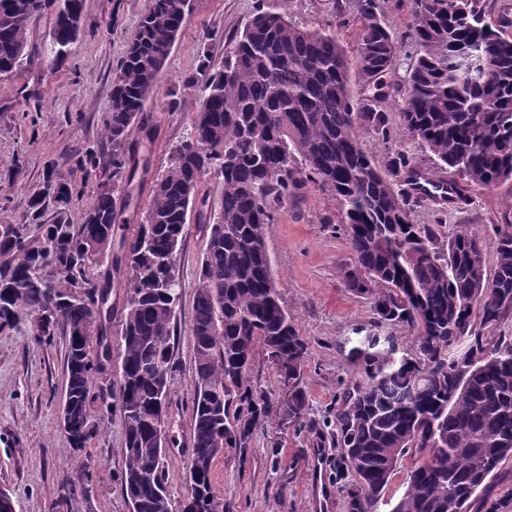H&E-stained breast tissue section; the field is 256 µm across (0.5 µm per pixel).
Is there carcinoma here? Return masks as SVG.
I'll return each instance as SVG.
<instances>
[{
    "label": "carcinoma",
    "instance_id": "cac0c4a2",
    "mask_svg": "<svg viewBox=\"0 0 512 512\" xmlns=\"http://www.w3.org/2000/svg\"><path fill=\"white\" fill-rule=\"evenodd\" d=\"M185 0H151L112 79L104 135L112 152L92 146L45 173L42 188L13 224H0V328L31 316L33 339L44 345L66 336L64 406L85 449L100 419L89 400L93 372L111 356V276L88 243L107 251L125 274L121 307L123 355L119 408L125 461L122 492L135 484L144 507L167 512L166 449L155 443L166 415L172 373V320L180 291L174 275L187 234L189 209L207 235L193 300L196 381L188 462L198 467L189 496L217 505L215 459L224 448L245 454L273 407L249 384L263 350L281 378H299L307 345L288 316L271 278L266 226L295 186L294 165L339 201L337 223L354 256L346 286L373 300L375 325H398L414 336L415 358L390 371L392 351L363 354L366 380L336 403V479L345 512H378L403 458H415L408 487L390 512H512V485L494 484L512 463V339L493 332L512 316V223L493 226L496 263L488 269L481 239L457 226L439 245L436 225L417 224L415 177L408 155L392 156L381 172L364 149L363 129L389 135L383 101L393 96L404 136L430 153L448 173L458 201L471 191L512 181V19L494 20L482 0H409L406 38L414 61L405 79L392 80L399 51L385 26L379 0H355L357 32L348 51L336 34L299 24L284 14L257 10L242 32L224 43V68L209 70L213 35L201 37L200 107L192 130L171 151L153 182L145 216L129 241L112 251L115 196L131 180L136 155L127 141L145 131V106L185 16ZM83 0H0V72L13 74L34 55V15L56 14L49 32L66 58L80 31L69 14ZM471 48L484 66L469 74L459 51ZM359 92L353 93L352 82ZM86 177L100 170L93 204L77 220L67 207L78 194L72 167ZM216 176L222 194L209 218L201 183ZM57 205L51 223L48 204ZM36 224L41 236L31 237ZM367 278L361 287L352 278ZM50 314L52 334L38 333ZM83 327L82 334L73 330Z\"/></svg>",
    "mask_w": 512,
    "mask_h": 512
}]
</instances>
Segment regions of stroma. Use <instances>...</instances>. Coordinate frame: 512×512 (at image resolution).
<instances>
[{"label": "stroma", "mask_w": 512, "mask_h": 512, "mask_svg": "<svg viewBox=\"0 0 512 512\" xmlns=\"http://www.w3.org/2000/svg\"><path fill=\"white\" fill-rule=\"evenodd\" d=\"M351 0H192L166 65L147 105L149 134L133 137L138 167L131 186L137 207L123 212L116 237L132 238L149 200V187L169 163L172 148L186 139L199 107L189 77L197 74L202 32L214 37L212 68L224 64V41L238 35L257 8L288 15L324 29L336 22L337 7ZM149 0H84V32L71 54L45 73L49 59L51 15L32 19L30 42L39 52L35 64L0 79V223L15 222L26 210L51 163L96 144L111 149L103 135L111 106L112 77ZM390 139L362 134L365 149L378 166L392 153L405 152L421 170L434 164L421 146L403 137L400 115L388 110ZM474 202L437 208L418 203L414 220L438 223L440 240L457 225H468L484 244L487 265L496 254L491 227L512 209V182L473 193ZM336 198L310 181L300 180L266 227V249L273 279L289 315L307 344L299 379L284 383L266 354H258L250 372L256 394L273 405V416L258 429L247 455L228 448L214 465L216 491L224 512H345L340 491L326 501L316 497L313 453L323 450L333 462L331 444L336 401L345 388L365 378L353 350L366 337H379V349L396 358H413L409 330L375 326L368 295L346 287L342 273L353 261L341 225ZM206 235L189 224L175 274L181 284L171 340L174 362L166 409V486L174 512L186 496L184 463L192 448L191 417L196 366L192 335L193 299L206 248ZM66 338L50 345L34 342L28 321L0 330V486L12 495L15 512H128L121 491L124 459L123 420L119 409L105 414V427L84 450L73 451L60 429L65 400ZM302 392L301 417L288 409ZM82 476L86 500L61 505L62 486Z\"/></svg>", "instance_id": "1"}]
</instances>
